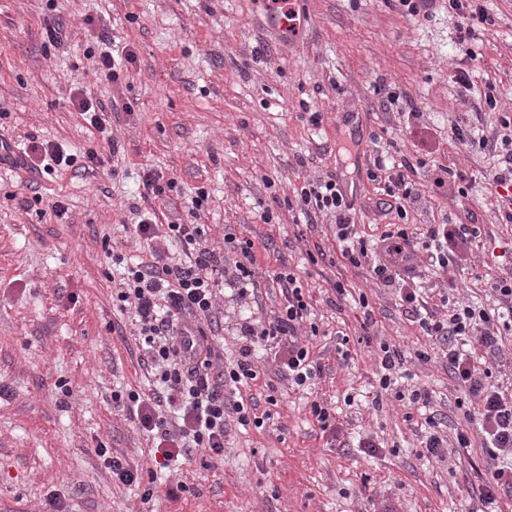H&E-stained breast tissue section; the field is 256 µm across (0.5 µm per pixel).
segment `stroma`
I'll return each instance as SVG.
<instances>
[{"mask_svg": "<svg viewBox=\"0 0 512 512\" xmlns=\"http://www.w3.org/2000/svg\"><path fill=\"white\" fill-rule=\"evenodd\" d=\"M484 6L488 21L470 22L468 58L455 51L458 16L448 0L417 16L400 0H302L297 41L273 28L268 0H0V134L104 159L34 185L0 165V512H43L53 495L69 512H478L486 457L481 430L457 406L463 388L444 363L417 358L429 338L368 267L346 263L332 218L299 223L297 201L307 180L336 174L353 202L351 222L375 242L395 218L384 212L383 180L368 170L383 153L408 160L420 194L408 231L459 223L468 210L479 226L466 259L447 272L418 259L410 274L423 297L437 304L450 280L459 298L497 307L494 282L512 270V223L501 221L512 194L492 181V153L461 151L452 138L459 118L489 136L501 113L512 114V0ZM51 25L63 26L61 45L49 42ZM104 36L136 54L115 80L86 55ZM382 85L399 94L398 105L383 106ZM491 87L493 110L484 106ZM79 92L115 104L116 148L75 112L69 99ZM415 111L434 134L429 146L410 131ZM446 167L465 171L466 182L434 185L433 172ZM148 170L173 188L142 196ZM199 188L209 194L201 210L192 204ZM57 200L67 206L60 219L50 210ZM142 211L160 224L209 225L217 249L228 224L254 242L260 300L221 297L228 328L211 339L221 360L236 354V319L280 303L270 276L285 262L312 306L313 350L325 367L305 393L271 371L250 382L244 398H277L272 419L233 429L223 460L194 454L166 477L186 492L146 504L141 488L113 480L95 453L102 445L149 462L145 435L112 406L114 391L153 383L128 314L112 305L110 253L144 255L135 236ZM383 342L406 357L399 389H426L429 409L380 393ZM315 400L336 414L340 440L321 436ZM432 413L450 438L444 462L422 445ZM459 431L470 447H458Z\"/></svg>", "mask_w": 512, "mask_h": 512, "instance_id": "obj_1", "label": "stroma"}]
</instances>
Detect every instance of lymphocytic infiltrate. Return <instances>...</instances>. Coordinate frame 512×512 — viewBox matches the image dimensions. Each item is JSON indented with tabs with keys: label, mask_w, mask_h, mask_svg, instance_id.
<instances>
[{
	"label": "lymphocytic infiltrate",
	"mask_w": 512,
	"mask_h": 512,
	"mask_svg": "<svg viewBox=\"0 0 512 512\" xmlns=\"http://www.w3.org/2000/svg\"><path fill=\"white\" fill-rule=\"evenodd\" d=\"M454 135L464 149L497 153L499 165L492 181L500 186L512 183L511 137L478 138L459 125ZM102 162L92 149L78 156L56 143L34 141L21 148L0 137V164L38 177ZM299 208L308 222L319 214L334 218L341 255L350 265L369 262V248L350 221L351 206L335 177L306 181L300 189ZM135 233L147 245L149 257L136 263L113 255L119 277L115 302L119 310H132L141 361L155 382L146 392H113L112 403L147 436L157 469L189 461L197 451L223 458L231 425L259 428L271 418L270 413H256L239 398L241 387L261 374L260 353L270 354L280 378L296 386H305L322 374L308 341L300 337L304 328L310 335L319 333L317 325L307 322L304 287L288 265H281L273 276L283 296L281 305L262 320H239L234 329L239 355L217 368L202 324L213 321L220 290H230L241 301L254 297L259 287L254 243L237 238L228 229L224 248L217 251L207 244L205 225L157 224L148 216L136 224ZM476 237V227L463 223L430 225L420 238L393 227L377 243L387 261L373 266L372 273L384 287L396 290L404 314L430 338L432 350L420 353V360L440 355L449 375L468 393L466 416L481 425L491 461L479 495L487 506L499 495H512V394L488 385L489 372L481 368L476 351H495L499 331L512 328V272L494 284L502 309L490 312L454 302L444 291L440 301L451 307L446 315L429 307L415 283L401 272L409 255L422 250L432 265L447 269L463 259ZM173 246L181 249L184 261H172L169 249Z\"/></svg>",
	"instance_id": "1"
}]
</instances>
